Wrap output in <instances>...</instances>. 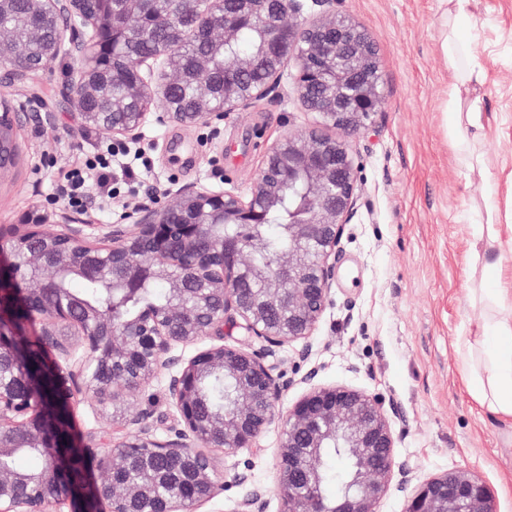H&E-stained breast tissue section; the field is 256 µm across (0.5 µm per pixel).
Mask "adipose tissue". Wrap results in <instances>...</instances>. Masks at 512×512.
<instances>
[{"mask_svg": "<svg viewBox=\"0 0 512 512\" xmlns=\"http://www.w3.org/2000/svg\"><path fill=\"white\" fill-rule=\"evenodd\" d=\"M447 31L440 51L451 67L462 70L467 83L481 82V72L470 69L475 54L471 41L456 33L467 20V0H443ZM448 128L456 148L463 157H470L473 132L482 127V115L464 108L459 88L448 93L445 106ZM485 267L492 274L489 287L481 289L478 300L490 312V322L479 325L472 340L461 349L462 364L468 388L476 395L489 414L512 418V289L501 281V255L488 254Z\"/></svg>", "mask_w": 512, "mask_h": 512, "instance_id": "ef3b65f1", "label": "adipose tissue"}]
</instances>
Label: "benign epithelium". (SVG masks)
I'll return each instance as SVG.
<instances>
[{
	"label": "benign epithelium",
	"mask_w": 512,
	"mask_h": 512,
	"mask_svg": "<svg viewBox=\"0 0 512 512\" xmlns=\"http://www.w3.org/2000/svg\"><path fill=\"white\" fill-rule=\"evenodd\" d=\"M283 4L286 24L273 26L266 34L263 52L270 57L268 77L263 85L242 92L240 76L252 66L249 56H238L224 67L222 109L234 112L266 96L280 85L283 68L289 74L301 105L321 117L322 127L295 129L273 144L259 171L248 199L205 187L181 186L167 190L171 203L161 210L145 205L138 209L133 224H101L93 234L85 232L77 218L63 212L61 226L49 227L38 213L25 217L23 228H0V240L26 263L42 273L40 292L50 293L53 269L42 266L45 251L55 252L54 266L89 274L101 273L96 259L104 256L120 264L126 294L149 278L164 279L181 303L149 312L140 319L124 320L117 315L105 318L86 306L74 314L72 304L56 303L43 319L39 343L54 348L50 360L55 378V394L66 407L75 409V391L81 390L96 401L111 395L112 384L122 367L114 362L118 351L135 358V367L125 376L128 395H134L158 374H166V392L179 415L182 428L172 435L155 434L148 417L131 412L127 425L134 438L119 443L101 464L106 472L119 466L137 471V478L121 487L101 485L110 512H131L133 502L155 498L160 470L138 456L152 449L160 461L179 465L187 457L201 455V448H219L236 455L255 447L258 438L277 420L282 438L277 457V492L282 512H380L392 483L406 494L405 512H497L496 499L478 476L464 470H448L416 485L410 472L395 469V434L391 416L382 400L368 392L347 386L318 385L315 373L300 380L304 392L279 412V402L288 385L273 373L267 358L286 344L312 335L329 300L334 266L331 262L343 227L351 218L356 201L357 178L347 138L365 127L370 114L383 104L382 76L377 49L372 38L350 17L336 12V0H224L226 8L209 7L203 13L207 30L215 39L232 44L240 24L258 6ZM318 19L300 22L305 3ZM33 8L51 15L60 38L56 52L83 58L97 45L100 29L112 26L104 14L94 20L83 14L79 0H31ZM0 59L12 62L10 76L22 77L28 69L11 31L0 28ZM149 58L135 64L134 80L127 83L124 96L114 97L100 77L83 76L79 93L83 100L105 102L120 111L125 100L142 102L143 111L128 112L121 123L99 121V113H75L81 124H93L116 137L134 139L151 121L148 112L150 83L144 69ZM332 88L319 102L308 96L310 85ZM213 90L207 77V62L201 61L196 77V100L191 112H166V118L185 125L195 124L213 112ZM15 114H0V171L15 160L11 130ZM342 132L333 137L326 128ZM276 164L281 174L292 180L301 175L306 189L294 217L288 224L290 243L277 254V270L262 278L261 295L250 294V281L257 277L246 260L244 249L258 252L265 247L259 237L226 238L219 244L210 234L213 224L264 223L267 208L279 201L278 185L268 179L267 170ZM210 281L205 295L193 288L195 280ZM244 330L264 345L253 349L245 344L211 345L186 358L182 348L203 336L224 335V322ZM62 327L75 329L69 340L57 339ZM101 373L88 374V358ZM17 352L10 341L0 340V371L11 368ZM222 372L232 380L235 408L230 414L202 410L198 387L201 376ZM31 379L27 373L15 375L7 384L0 381V458L21 448L45 446V435L36 425L37 415L28 398ZM342 444L350 460V485L326 504L317 488L322 482V450L330 443ZM67 446L56 438L45 464L38 473L0 470V512H55L65 499L79 501L77 491L64 495L48 491L47 481L57 475L61 455ZM191 485L197 495L188 503L180 497L162 500L155 512H195L203 503L224 491V473L213 463H195Z\"/></svg>",
	"instance_id": "1"
}]
</instances>
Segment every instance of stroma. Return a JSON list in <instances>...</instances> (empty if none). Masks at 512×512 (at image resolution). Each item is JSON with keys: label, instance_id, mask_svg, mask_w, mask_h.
I'll return each mask as SVG.
<instances>
[{"label": "stroma", "instance_id": "35a3bbf8", "mask_svg": "<svg viewBox=\"0 0 512 512\" xmlns=\"http://www.w3.org/2000/svg\"><path fill=\"white\" fill-rule=\"evenodd\" d=\"M471 21L461 35L476 46L472 66L485 75L470 98L483 114L484 135L473 168L448 135V91L460 76L438 50L440 0H338L337 13L355 20L374 40L385 104L349 140L358 182L352 217L336 248L326 310L306 343L281 348L271 363L288 390L299 380L346 385L382 397L395 408L396 466L421 481L449 469L481 477L499 512H512V421L491 417L467 391L457 345L488 316L474 300L484 277L490 224L512 215V0H470ZM79 64L70 56L19 82L0 66V108L16 112L18 158L0 172V226L19 224L31 211L57 220L48 203L59 172L82 161L111 136L73 118L72 87ZM295 93H270L248 108L193 125L143 126L130 148L147 151L148 168L115 177L111 206L92 203L85 224H120L145 193L199 185L249 195L270 146L289 130L311 127ZM145 412L157 433L179 428L163 377L136 395L91 404L77 395L73 430L85 448L90 479L104 483L99 458L131 435L124 418ZM280 424L255 448L234 456L210 450L225 475L247 473L198 512H235L252 488H265L262 512H282L274 487Z\"/></svg>", "mask_w": 512, "mask_h": 512}]
</instances>
